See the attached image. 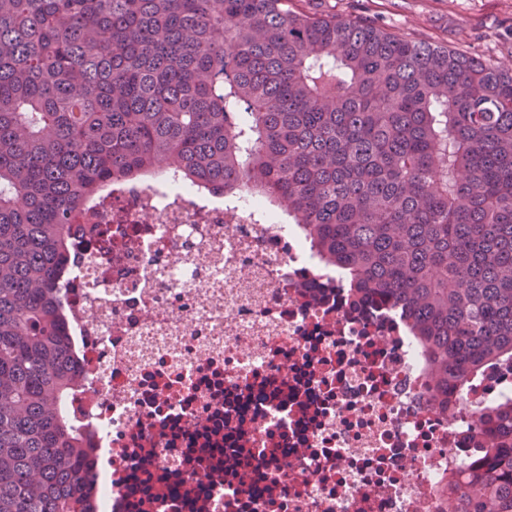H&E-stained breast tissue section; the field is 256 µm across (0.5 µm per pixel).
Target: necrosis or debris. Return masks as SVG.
<instances>
[{
    "instance_id": "obj_1",
    "label": "necrosis or debris",
    "mask_w": 512,
    "mask_h": 512,
    "mask_svg": "<svg viewBox=\"0 0 512 512\" xmlns=\"http://www.w3.org/2000/svg\"><path fill=\"white\" fill-rule=\"evenodd\" d=\"M85 512H441L512 399L485 365L448 411L403 308L347 287L250 190L172 167L102 188L69 231Z\"/></svg>"
}]
</instances>
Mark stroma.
I'll use <instances>...</instances> for the list:
<instances>
[{
  "instance_id": "35a3bbf8",
  "label": "stroma",
  "mask_w": 512,
  "mask_h": 512,
  "mask_svg": "<svg viewBox=\"0 0 512 512\" xmlns=\"http://www.w3.org/2000/svg\"><path fill=\"white\" fill-rule=\"evenodd\" d=\"M316 16L360 15L386 30L492 58L512 71V0H291Z\"/></svg>"
}]
</instances>
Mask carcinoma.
<instances>
[{
	"label": "carcinoma",
	"mask_w": 512,
	"mask_h": 512,
	"mask_svg": "<svg viewBox=\"0 0 512 512\" xmlns=\"http://www.w3.org/2000/svg\"><path fill=\"white\" fill-rule=\"evenodd\" d=\"M245 185L403 305L448 403L512 365V74L288 0H0V512H85L58 279L110 181ZM447 512H512V403Z\"/></svg>",
	"instance_id": "carcinoma-1"
}]
</instances>
